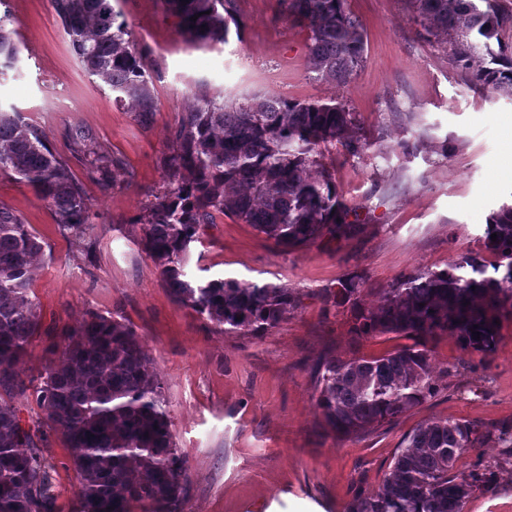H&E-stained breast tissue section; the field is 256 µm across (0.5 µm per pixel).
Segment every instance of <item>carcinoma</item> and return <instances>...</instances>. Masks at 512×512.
<instances>
[{"instance_id":"1","label":"carcinoma","mask_w":512,"mask_h":512,"mask_svg":"<svg viewBox=\"0 0 512 512\" xmlns=\"http://www.w3.org/2000/svg\"><path fill=\"white\" fill-rule=\"evenodd\" d=\"M231 0H167L183 33L202 44L227 42ZM424 28L453 46L456 63L474 86L512 95V43L501 39L498 0H410ZM81 67L103 80L138 117L157 111L144 54L127 38L111 0H54ZM347 0H287L308 30V73L345 87L365 58L364 32ZM198 19L191 20L192 16ZM0 17V74L16 68L22 49ZM345 103L238 98L200 89L172 136L162 190L134 220L139 245L175 302L226 336H266L300 303L272 283L231 277L198 278L187 270L193 243L216 216L251 225L286 251L352 235L361 219L336 188L325 152L338 144L351 157L369 148L356 135ZM71 151L90 153L89 178L103 179L121 162L85 136ZM0 175L27 183L52 208L59 232L86 244L94 228L83 183L53 154L44 132L23 113L0 109ZM497 240H491V234ZM481 253L440 270L418 269L380 291L367 306L357 276L339 281L335 304L350 314L355 340L394 334L411 343L380 356L323 358L313 369L315 404L338 441L371 433L435 395L431 342L456 337L462 350L489 355L512 320V207L494 212ZM45 243L25 220L0 203V387L29 394L45 423H22L0 396V512H58L52 465L44 457L42 425L59 432L77 473L81 512H181L187 461L176 448L153 359L133 328L88 313L58 335V360L25 383L15 366L40 329L31 297L33 262ZM480 332V339L472 331ZM488 437L469 423L432 419L405 435L381 487L355 497L346 512H464L488 489L491 469L458 462Z\"/></svg>"}]
</instances>
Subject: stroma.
I'll list each match as a JSON object with an SVG mask.
<instances>
[{"label":"stroma","instance_id":"stroma-1","mask_svg":"<svg viewBox=\"0 0 512 512\" xmlns=\"http://www.w3.org/2000/svg\"><path fill=\"white\" fill-rule=\"evenodd\" d=\"M112 6L149 64L158 110L144 123L80 68L53 0H0L22 45L18 70L0 79V108L17 109L44 130L49 149L82 180L94 213L86 249L58 232L48 203L29 185L0 176V202L47 244L31 283L41 331L18 377H38L56 362L53 337L88 312L130 324L154 360L187 459L182 512H346L357 495L378 489L403 436L431 418L490 430L475 456L495 477L465 512H512V462L496 436L512 427L511 323L485 358L464 353L455 337L437 338L434 397L361 438L339 442L328 433L311 375L319 357L379 356L403 342L353 340L346 312L331 301L339 279L361 276L374 303L377 289L401 275L439 270L480 249L489 216L512 203V96L472 87L410 0H348L367 48L361 71L342 88L310 79L308 31L285 0H234L239 32L213 47L188 43L165 0ZM199 84L212 93L338 98L371 143L355 158L329 151L344 202L363 218L353 236L286 252L252 226L220 217L192 248V275L271 282L299 295V306L261 338L224 335L176 303L136 244L141 229L132 219L163 183L171 135ZM78 130L121 159L124 172L88 179L90 156L70 151ZM399 140L410 152L395 149ZM44 454L60 512H78V479L59 434L48 433Z\"/></svg>","mask_w":512,"mask_h":512}]
</instances>
